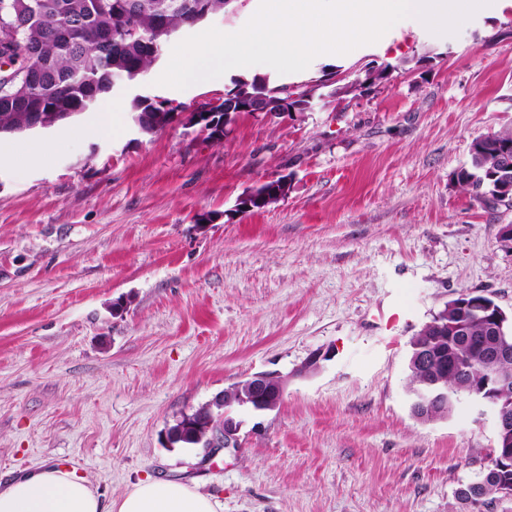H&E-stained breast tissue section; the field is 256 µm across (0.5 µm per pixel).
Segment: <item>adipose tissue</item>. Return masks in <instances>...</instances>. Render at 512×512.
Returning <instances> with one entry per match:
<instances>
[{
	"label": "adipose tissue",
	"mask_w": 512,
	"mask_h": 512,
	"mask_svg": "<svg viewBox=\"0 0 512 512\" xmlns=\"http://www.w3.org/2000/svg\"><path fill=\"white\" fill-rule=\"evenodd\" d=\"M195 483L145 479L105 502L76 469L44 467L0 483V512H219Z\"/></svg>",
	"instance_id": "adipose-tissue-1"
}]
</instances>
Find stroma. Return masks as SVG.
Here are the masks:
<instances>
[{
  "label": "stroma",
  "mask_w": 512,
  "mask_h": 512,
  "mask_svg": "<svg viewBox=\"0 0 512 512\" xmlns=\"http://www.w3.org/2000/svg\"><path fill=\"white\" fill-rule=\"evenodd\" d=\"M260 0L175 33L137 82L105 94L112 133L8 137L0 165V481L52 464L102 497L146 479L197 483L222 512H469L457 495L495 445L467 401L417 420L409 342L458 294L512 314V204L454 187L471 142L512 126V0L456 34L414 21L270 82L390 64L359 95L297 119L236 116L222 141L134 129V96L192 106L203 86L157 85L172 47L239 31ZM49 151L29 159L31 143ZM286 175L287 198L227 220L238 197ZM216 214L214 223L198 217ZM258 373L280 405L242 413V445L208 457L164 445L181 413Z\"/></svg>",
  "instance_id": "35a3bbf8"
}]
</instances>
